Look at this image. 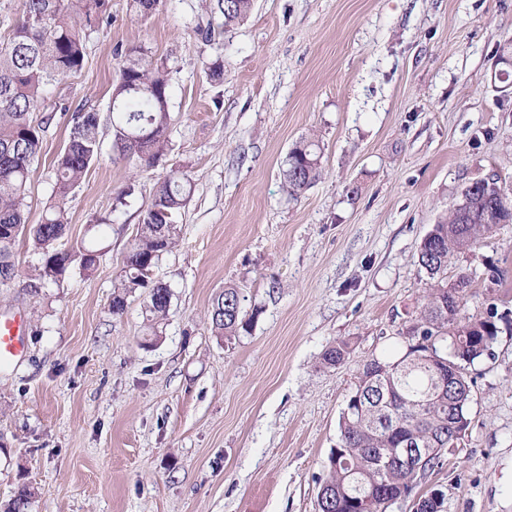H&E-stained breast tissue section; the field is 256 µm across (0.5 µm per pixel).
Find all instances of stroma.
<instances>
[{
  "label": "stroma",
  "mask_w": 512,
  "mask_h": 512,
  "mask_svg": "<svg viewBox=\"0 0 512 512\" xmlns=\"http://www.w3.org/2000/svg\"><path fill=\"white\" fill-rule=\"evenodd\" d=\"M201 5L160 0L140 18L112 0L82 69L51 95L28 221L54 197L65 107L95 109L101 157L69 196L61 244L105 252L92 276L38 295L0 288V317L27 325L25 354L0 367V501L28 484V512H318L363 364L409 344L423 238L470 182L493 173L512 193V85L498 64L512 0H255L207 45L193 35ZM138 44L171 71L170 149L149 169L115 157L107 118L116 51ZM216 59L218 83L205 70ZM303 140L319 148V176L292 197L285 161ZM173 169L192 193L154 270L172 293L154 342L145 293L116 314L112 292ZM448 273L472 279L467 316L512 313V224ZM228 286L252 318L231 338L210 321ZM339 341L348 354L326 364ZM468 377L470 427L416 492L439 491L443 512H512V325Z\"/></svg>",
  "instance_id": "stroma-1"
}]
</instances>
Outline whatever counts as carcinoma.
Masks as SVG:
<instances>
[{"instance_id":"obj_1","label":"carcinoma","mask_w":512,"mask_h":512,"mask_svg":"<svg viewBox=\"0 0 512 512\" xmlns=\"http://www.w3.org/2000/svg\"><path fill=\"white\" fill-rule=\"evenodd\" d=\"M20 2L17 24L7 38L0 39V286L8 287L19 277L13 249L23 237L41 255L38 273L25 284L35 294L48 284L62 286L75 270L91 276L100 256V249L83 242L56 247L66 234L69 195L101 155L98 112L77 107L67 113L69 137L57 160L54 202L38 224L28 223L26 191L31 164L54 120L46 105L47 93L82 68L86 40L111 18V0ZM203 2L208 20L196 25L194 33L204 43L214 41L219 28L244 20L253 9V0ZM120 59L109 106L113 150L123 157L135 155L152 167L168 148L169 70L142 45L127 48ZM319 168L314 144H295L284 170L290 195L305 191ZM190 190L185 177L175 173L158 184L112 293V313L120 314L128 296L148 289L145 319L156 339L168 316L171 292L162 284H151L145 265L155 267L180 238L178 214ZM489 207L496 210L498 221L512 223L511 198L477 192L424 238L419 263L428 282L412 327V343L399 357L363 365L341 413L338 444L328 456L324 484L336 494L318 503L319 512H359L367 500L375 503L373 512H388L412 495L418 478L442 465L443 452L455 444L450 423H456L459 431L468 430L467 369L488 353L499 327L495 313L479 318L462 314L470 279L460 274L450 283L447 269L452 257L475 251L483 238L495 232L494 225L485 223ZM244 300L233 287L215 298L211 311L215 335L231 337L251 326V319L243 314ZM347 353L348 344L338 342L325 352L324 361L337 365ZM439 360L449 361L458 371L457 381L445 390L438 385ZM375 363L383 365L386 373L375 374L371 368ZM409 440L428 445L435 454L416 468L394 466L389 462L391 449L402 448ZM31 498L30 486L22 484L0 505V512H27Z\"/></svg>"}]
</instances>
